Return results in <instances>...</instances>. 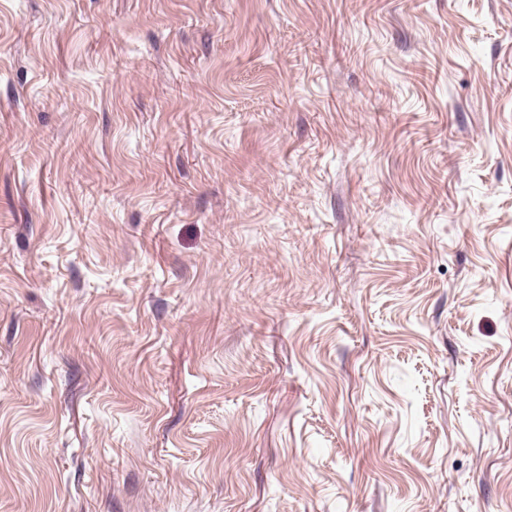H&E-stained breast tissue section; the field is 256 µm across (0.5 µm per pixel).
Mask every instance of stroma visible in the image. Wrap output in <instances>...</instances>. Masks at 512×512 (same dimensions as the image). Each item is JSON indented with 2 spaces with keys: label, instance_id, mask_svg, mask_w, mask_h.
<instances>
[{
  "label": "stroma",
  "instance_id": "1",
  "mask_svg": "<svg viewBox=\"0 0 512 512\" xmlns=\"http://www.w3.org/2000/svg\"><path fill=\"white\" fill-rule=\"evenodd\" d=\"M0 512H512V0H0Z\"/></svg>",
  "mask_w": 512,
  "mask_h": 512
}]
</instances>
